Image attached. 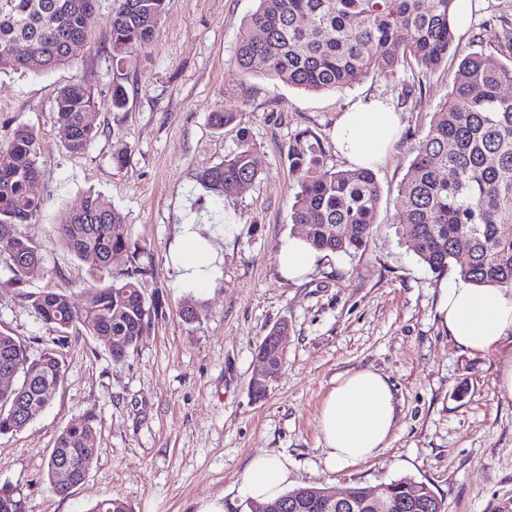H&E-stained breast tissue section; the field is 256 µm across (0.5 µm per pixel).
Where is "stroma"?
Listing matches in <instances>:
<instances>
[{
  "label": "stroma",
  "instance_id": "1",
  "mask_svg": "<svg viewBox=\"0 0 512 512\" xmlns=\"http://www.w3.org/2000/svg\"><path fill=\"white\" fill-rule=\"evenodd\" d=\"M111 7L102 0L89 18L90 43L71 64L0 72V141L20 125L36 132L42 177L33 191L45 202L35 223L18 227L40 252V267L18 288L0 267V331L38 352L52 334L27 294L63 287L82 303L88 268L54 236L91 193L119 209L132 238L146 245L152 273L143 288L162 311L119 363L85 334L59 344L66 373L49 405L22 431L0 435V484L15 488L23 512H90L113 497L131 512H198L211 501L248 512L242 474L267 452L287 459L299 487L341 491L410 477L427 483L445 512H512V399L497 388L512 357L469 354L448 338L436 318L437 289L457 282V270L432 272L398 235L399 190L458 57L433 73L404 65L389 79L372 75L341 93H308L233 65L256 0H167L153 43L134 49L118 71ZM470 13L456 44L493 65L511 60L512 0H471ZM76 80L101 105L99 134L79 154L60 142L54 103ZM117 83L128 93L119 111L111 106ZM367 96L399 107L404 124L374 169L382 202L373 232L362 252L316 253L303 281L284 279L277 249L303 230L290 219L296 184L283 147L309 130L328 165L346 167L331 129L338 112ZM220 109L238 113L237 126L215 129L211 114ZM243 130L256 146L259 176L217 197L197 175L232 153ZM122 148L120 166L113 156ZM186 224L228 238L205 288L186 287L174 265ZM187 301L200 311L192 322L179 314ZM281 323L288 326L283 367L258 397L251 389L261 369L257 347ZM361 369L388 377L399 417L379 455L331 469L320 410L337 376ZM88 415L96 420L97 457L82 484L57 496L45 482L47 458L59 431Z\"/></svg>",
  "mask_w": 512,
  "mask_h": 512
}]
</instances>
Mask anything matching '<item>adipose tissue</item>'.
Wrapping results in <instances>:
<instances>
[{
	"instance_id": "obj_1",
	"label": "adipose tissue",
	"mask_w": 512,
	"mask_h": 512,
	"mask_svg": "<svg viewBox=\"0 0 512 512\" xmlns=\"http://www.w3.org/2000/svg\"><path fill=\"white\" fill-rule=\"evenodd\" d=\"M401 128L400 113L375 97L357 100L339 113L333 136L338 152L352 166L372 168L385 159ZM223 243V233L203 236L184 230L179 248L184 284L208 285ZM314 255L306 241L294 237L280 244L276 261L285 278L296 280L307 274ZM436 311L443 331L463 350L512 352V288L444 284ZM397 418L394 386L386 376L371 369L339 376L319 416L328 465L343 469L378 455L387 448ZM292 484L287 463L263 453L246 466L241 489L248 500L264 502L284 494Z\"/></svg>"
}]
</instances>
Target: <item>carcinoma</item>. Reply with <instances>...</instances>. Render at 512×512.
<instances>
[{
  "instance_id": "1",
  "label": "carcinoma",
  "mask_w": 512,
  "mask_h": 512,
  "mask_svg": "<svg viewBox=\"0 0 512 512\" xmlns=\"http://www.w3.org/2000/svg\"><path fill=\"white\" fill-rule=\"evenodd\" d=\"M100 0H0V71L41 73L64 66L88 44L87 19ZM166 0H119L111 11L112 67L121 70L130 50L150 45ZM234 53L236 66L255 76L308 92H341L370 74L385 79L412 60L426 71L439 68L452 52L460 61L451 89L419 138L400 190L401 239L432 271L456 262L459 277L483 286L512 285V62L490 65L475 52L454 45L450 17L456 0H257ZM64 148L83 152L97 137L100 105L80 83L64 86L55 99ZM39 141L19 126L0 142V266L20 286L39 267L40 256L17 232L41 212L44 201L33 185L42 176ZM299 191L292 223L319 252L354 255L365 247L376 224L381 191L370 168L327 167L320 138L309 130L285 147ZM256 147L242 134L237 150L201 171L199 182L220 197L232 195L258 177ZM352 227L354 233L344 232ZM56 242L87 265L91 281L77 306L64 288L28 296L38 317L59 337L73 328L99 340L121 362L138 346L151 310L142 283L150 274L145 247L132 239L121 211L100 195L56 228ZM269 331L258 352L281 365L284 353ZM17 385L0 388V435L23 430L63 381L65 364L57 350L39 354L0 332V376ZM95 419L60 430L45 478L58 495L55 458L77 459L72 481L81 483L97 448ZM394 499L420 501L437 512L439 498L411 478L386 483ZM319 487L296 488L271 502L249 504L250 512H318ZM0 512H21L15 489L0 485ZM92 512H130L118 498L98 501Z\"/></svg>"
}]
</instances>
